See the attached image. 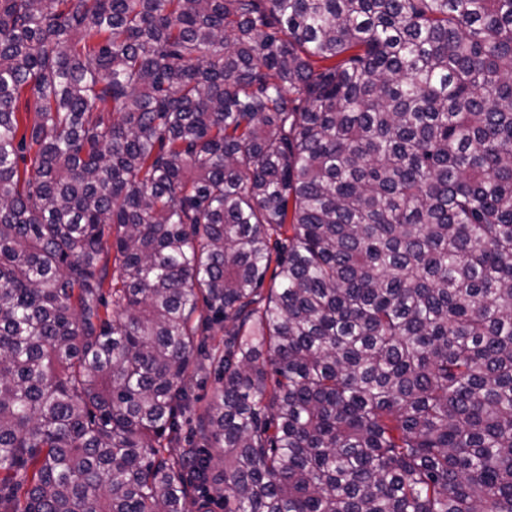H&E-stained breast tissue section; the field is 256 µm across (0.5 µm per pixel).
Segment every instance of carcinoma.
<instances>
[{
	"instance_id": "1",
	"label": "carcinoma",
	"mask_w": 512,
	"mask_h": 512,
	"mask_svg": "<svg viewBox=\"0 0 512 512\" xmlns=\"http://www.w3.org/2000/svg\"><path fill=\"white\" fill-rule=\"evenodd\" d=\"M216 495L512 512V0H0V512Z\"/></svg>"
}]
</instances>
